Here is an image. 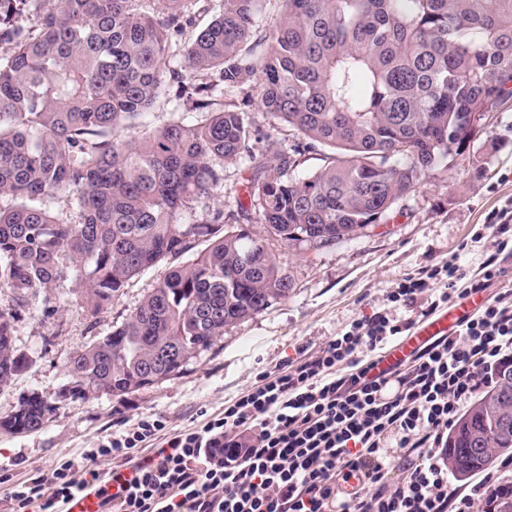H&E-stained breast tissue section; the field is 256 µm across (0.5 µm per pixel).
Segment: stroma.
<instances>
[{"label":"stroma","instance_id":"1","mask_svg":"<svg viewBox=\"0 0 512 512\" xmlns=\"http://www.w3.org/2000/svg\"><path fill=\"white\" fill-rule=\"evenodd\" d=\"M512 206V98L489 112L468 153L454 157L419 192L399 200L385 223L322 248H269L294 287L272 309L225 329L212 350L193 358L178 376L121 397L64 399L66 361L121 324L153 291L167 265L145 270L97 315L86 309L73 281L53 289V315L42 297L30 299L15 324L13 344L28 366L0 384V418L21 397L37 393L56 411L42 430L15 435L0 430V498L13 485L75 457L139 418L163 420L167 432L204 424L225 404L251 389L261 373L275 369L296 350H318L363 315L387 307V295L408 273L460 253L478 269L493 250L486 233L495 212Z\"/></svg>","mask_w":512,"mask_h":512}]
</instances>
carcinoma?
Returning <instances> with one entry per match:
<instances>
[{
  "label": "carcinoma",
  "mask_w": 512,
  "mask_h": 512,
  "mask_svg": "<svg viewBox=\"0 0 512 512\" xmlns=\"http://www.w3.org/2000/svg\"><path fill=\"white\" fill-rule=\"evenodd\" d=\"M0 0V383L29 359L13 322L29 299L72 279L94 314L131 279L204 245L120 325L67 361L73 395L121 396L152 367L168 379L213 348L224 329L288 297L292 279L266 237L224 229V171L248 163L237 211L287 245L322 247L380 224L396 202L470 149L474 116L512 97V0ZM217 10L195 38V13ZM177 84L190 101L161 127L144 119ZM235 91L224 102L216 92ZM330 149L299 173L300 145L267 159L270 136L247 109ZM133 128L131 138L118 135ZM74 196L77 219L46 206ZM56 407L31 394L0 429L41 430ZM466 448H484L480 459ZM512 453V385L496 384L448 433L451 474Z\"/></svg>",
  "instance_id": "obj_1"
}]
</instances>
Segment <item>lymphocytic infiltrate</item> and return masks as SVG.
Masks as SVG:
<instances>
[{
    "mask_svg": "<svg viewBox=\"0 0 512 512\" xmlns=\"http://www.w3.org/2000/svg\"><path fill=\"white\" fill-rule=\"evenodd\" d=\"M491 230L480 277L456 254L405 275L389 307L264 375L222 415L171 434L140 419L13 486L0 512H70L91 495L97 512H475L484 483L449 493L444 451L461 410L512 360V289L489 291L500 257L512 258V208ZM473 294L484 305L453 333L385 361L418 320ZM396 448L405 476L395 484Z\"/></svg>",
    "mask_w": 512,
    "mask_h": 512,
    "instance_id": "lymphocytic-infiltrate-1",
    "label": "lymphocytic infiltrate"
}]
</instances>
